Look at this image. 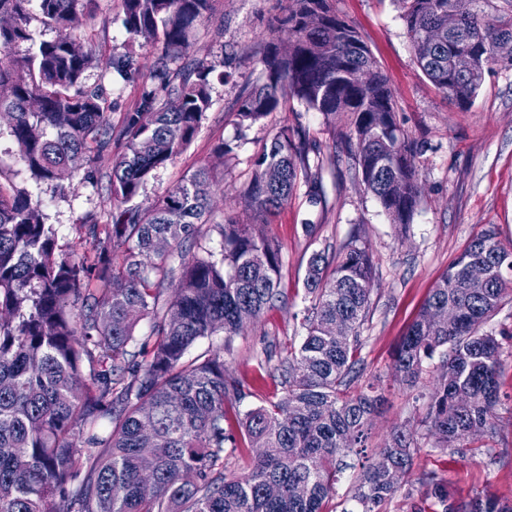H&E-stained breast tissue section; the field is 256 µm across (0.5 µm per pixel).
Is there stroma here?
<instances>
[{"instance_id":"obj_1","label":"stroma","mask_w":512,"mask_h":512,"mask_svg":"<svg viewBox=\"0 0 512 512\" xmlns=\"http://www.w3.org/2000/svg\"><path fill=\"white\" fill-rule=\"evenodd\" d=\"M283 5L284 0H222L217 21L224 27L223 37H215L209 25L191 32L190 57L213 68L212 106L191 143L149 178L140 199L149 203L163 197L203 166L213 172L215 194L242 188L253 155L272 130L284 125L305 129L323 158L319 172L323 204L310 205L307 188L301 184L273 215L261 216L241 202L229 212L214 214L219 222L229 215L241 224L261 225L281 243L283 259L280 300L245 335L234 338L224 362L229 372L250 385L252 394L241 401L240 410L282 399L285 389L280 378L260 374L257 354L269 347L283 355L297 341L312 253L325 249L336 255L352 239L367 240L375 281L357 358L362 380L381 379L386 390L387 402L374 416L369 434L368 446L375 449L384 445L394 427H416L425 412L420 387L396 378L393 352L431 288L485 229L494 228L502 243L512 246V64L494 66L473 105L460 109L415 64L397 0H335L337 10L357 26L388 77L398 122L409 135L431 144L418 162L421 202L403 230L354 180L343 144L319 113L293 100L264 121L239 129L240 93L264 81L259 51L272 40L271 21ZM75 31L95 50L96 61L86 71V81L106 84L112 124L121 127L124 113L134 111L150 84L159 51L143 39L129 37L118 0H97L96 17H80ZM126 53L137 55L140 70L130 81L113 80L103 62ZM221 141L234 144L233 154L223 158L216 154ZM0 184L27 188L40 201L46 223L55 225L58 243L66 250L78 248L86 218L103 215L108 208L100 190L85 182L83 169L72 170L60 184L31 180L6 133L0 134ZM485 329L503 347L496 435L464 455L422 443L397 492L378 512H444L434 494L439 485L450 489L460 503L485 492L512 500V302L503 301Z\"/></svg>"}]
</instances>
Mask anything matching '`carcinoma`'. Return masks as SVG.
Wrapping results in <instances>:
<instances>
[{"mask_svg":"<svg viewBox=\"0 0 512 512\" xmlns=\"http://www.w3.org/2000/svg\"><path fill=\"white\" fill-rule=\"evenodd\" d=\"M217 0H120L132 38L161 46L139 107L124 113V151L102 176L112 154L107 89L88 86L95 54L71 34L92 15L96 0H0V113L29 178L61 181L81 167L105 182L111 205L101 222L83 224L89 254L58 247L53 225L25 188L0 184V512H328L341 458L361 454L373 414L383 401L373 383L349 395L360 377L357 352L371 304L374 264L369 245L355 239L340 257L313 253L307 265L299 348L259 367L278 373L286 396L247 410L228 427L227 401L247 396L224 365V347L248 321L279 300L282 249L262 229L231 218L211 223L213 179L201 167L163 197L144 205L140 191L195 137L212 106V68L188 56L189 33L215 18ZM401 18L423 73L463 109L477 96L485 72L512 63V0H399ZM273 18L276 39L260 52L265 82L244 92L239 125L256 123L296 99L328 123L346 119L340 133L354 177L394 224L407 227L420 202L417 158L429 149L396 122L387 76L358 29L333 0H287ZM458 24L448 29V12ZM57 31L36 42L32 21ZM27 47L22 53L16 49ZM473 59L461 73L458 54ZM184 60L169 68V58ZM109 72L138 71L131 54L110 57ZM320 165L306 132H274L252 159L241 191L264 215L288 202L298 184L315 183ZM220 250L202 241L204 225ZM119 252L122 262L112 264ZM473 267L485 271L477 283ZM512 247L489 229L474 238L431 289L400 340L393 367L417 384L440 353L443 370L426 399L418 429L443 451L465 454L470 441L496 434L502 344L483 325L512 296ZM173 299L163 301L167 290ZM441 308L452 324H438ZM348 333L332 332L336 318ZM143 318L151 335L135 336ZM225 345L194 357L201 339ZM257 452L241 475L224 477V453L241 445ZM418 448L402 425L366 457L351 499L375 512L398 486L389 472L406 473ZM270 485L280 494L266 493ZM306 488L303 496L292 493ZM446 512H512V502L483 493Z\"/></svg>","mask_w":512,"mask_h":512,"instance_id":"cac0c4a2","label":"carcinoma"}]
</instances>
